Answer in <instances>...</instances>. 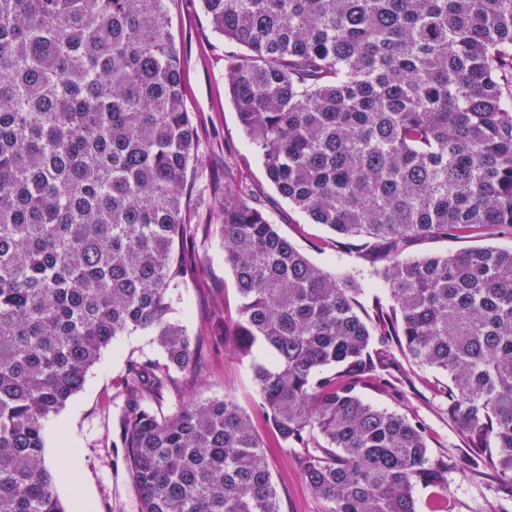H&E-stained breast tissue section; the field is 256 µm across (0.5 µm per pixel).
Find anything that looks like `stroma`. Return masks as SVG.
Returning <instances> with one entry per match:
<instances>
[{
    "mask_svg": "<svg viewBox=\"0 0 512 512\" xmlns=\"http://www.w3.org/2000/svg\"><path fill=\"white\" fill-rule=\"evenodd\" d=\"M172 31L181 51L185 80V103L195 112L200 127V152L204 178L192 189L196 205L195 223L210 230L193 238L198 261L205 269L203 281L191 282L176 292L173 321L186 327L198 348L194 379L174 375L160 407L164 413L196 402L232 397L252 417L263 434L265 454L273 482L282 500L283 512H325L324 503L308 489L293 450L279 446L267 432L264 415L257 405L252 357L214 347L207 331L215 303H223L226 314H235L238 295L234 276L224 262V247L217 229L220 200L208 188V177L244 182L265 217L275 224L315 265L338 272L357 266L351 246H337L334 233L311 223L301 211L282 198L266 176L261 159L242 129L226 91L227 63L240 55L238 45L214 32L201 0H168ZM493 246L512 248V229L448 238L413 247L416 255L456 253ZM153 336L135 331L108 346L89 370L84 389L46 425L44 457L56 477L66 512H140L134 480L125 463L123 448L117 447L119 421L125 405L124 379L131 361L159 357ZM411 383L403 398H394L383 388L364 392L371 403L387 407L421 421L429 433L432 457L461 456V441L448 416L442 393L444 376L407 365ZM498 478L493 472L471 476L454 490L452 512H494L498 506Z\"/></svg>",
    "mask_w": 512,
    "mask_h": 512,
    "instance_id": "35a3bbf8",
    "label": "stroma"
}]
</instances>
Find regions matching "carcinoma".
<instances>
[{"mask_svg": "<svg viewBox=\"0 0 512 512\" xmlns=\"http://www.w3.org/2000/svg\"><path fill=\"white\" fill-rule=\"evenodd\" d=\"M244 53L226 68L239 122L277 192L357 240L330 273L243 186L220 192L237 317L209 333L249 355L276 442L325 512H420L417 490L496 473L512 512V250L414 256L416 242L512 229V0H202ZM197 117L167 0H0V512H65L45 423L117 337L130 364L119 440L140 512H282L264 441L233 400L153 404L197 348L169 319L201 269L188 176ZM387 291L374 316L357 297ZM447 379L460 460L424 424L365 401L403 395L393 354Z\"/></svg>", "mask_w": 512, "mask_h": 512, "instance_id": "cac0c4a2", "label": "carcinoma"}]
</instances>
